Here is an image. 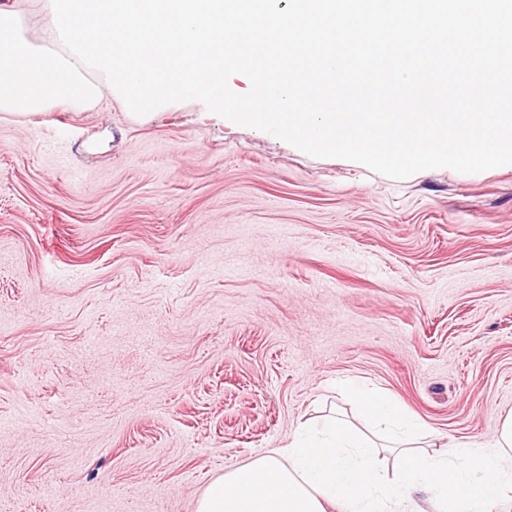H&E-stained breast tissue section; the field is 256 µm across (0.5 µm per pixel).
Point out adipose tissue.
<instances>
[{
  "label": "adipose tissue",
  "instance_id": "adipose-tissue-1",
  "mask_svg": "<svg viewBox=\"0 0 512 512\" xmlns=\"http://www.w3.org/2000/svg\"><path fill=\"white\" fill-rule=\"evenodd\" d=\"M355 396L369 418L416 430L415 418L392 396L363 389ZM289 464L265 456L214 479L197 512H502L512 501V415L485 447L455 445L448 454L401 449L392 474H383L373 446L350 426L330 420L324 432L297 433Z\"/></svg>",
  "mask_w": 512,
  "mask_h": 512
}]
</instances>
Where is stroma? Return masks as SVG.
<instances>
[{
	"instance_id": "obj_1",
	"label": "stroma",
	"mask_w": 512,
	"mask_h": 512,
	"mask_svg": "<svg viewBox=\"0 0 512 512\" xmlns=\"http://www.w3.org/2000/svg\"><path fill=\"white\" fill-rule=\"evenodd\" d=\"M427 443L512 414V170L394 179L223 123L0 112V512H195L350 386ZM355 396L369 418L397 429L415 431L417 424L405 405L390 395L357 389Z\"/></svg>"
}]
</instances>
